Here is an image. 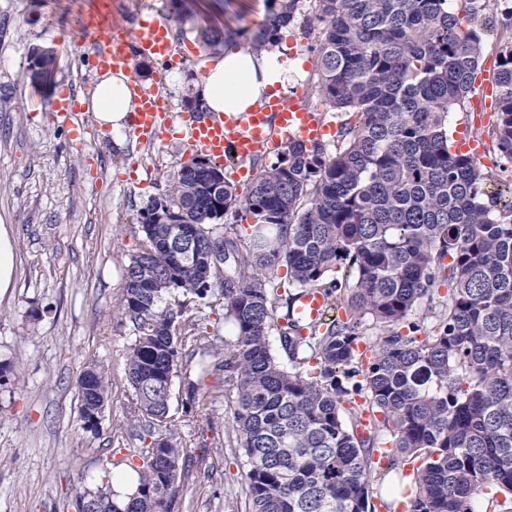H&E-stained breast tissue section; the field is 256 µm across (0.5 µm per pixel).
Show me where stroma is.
<instances>
[{
    "mask_svg": "<svg viewBox=\"0 0 512 512\" xmlns=\"http://www.w3.org/2000/svg\"><path fill=\"white\" fill-rule=\"evenodd\" d=\"M85 2L0 0V225L11 233L15 257L12 286L0 295V363L9 367L0 386V512H79L85 492L131 475L129 449L168 434L194 461L174 512H247L246 459L224 446L233 406L223 375L208 377L213 399L189 420L182 374L197 364L181 362L167 422L151 426L138 415L126 365L135 333L115 303L140 249V210L190 155L171 137L117 145L89 112L75 113L68 126L53 120L58 95L95 78L91 47L72 34ZM476 21L487 31L482 71L464 107L449 112L448 129L473 141L478 156H494L497 112L483 84L493 75L496 21L488 9ZM173 26L176 66L136 55L131 63L145 87L168 71L162 92L180 116L212 53L196 42L191 22ZM281 37L285 93L306 94L316 38L295 28ZM40 46L53 47L59 61L55 86L41 94L30 79L31 52ZM73 125L83 128L81 138L71 137ZM92 362L105 371L111 395L90 430L79 419L77 380Z\"/></svg>",
    "mask_w": 512,
    "mask_h": 512,
    "instance_id": "35a3bbf8",
    "label": "stroma"
}]
</instances>
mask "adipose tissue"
<instances>
[{
	"mask_svg": "<svg viewBox=\"0 0 512 512\" xmlns=\"http://www.w3.org/2000/svg\"><path fill=\"white\" fill-rule=\"evenodd\" d=\"M279 55L276 49L258 54L239 50L214 59L202 75L199 91L207 111L244 112L261 99L277 95L286 83ZM135 97L129 75L105 71L98 74L92 93L82 103L99 125L109 127L121 139L127 129L126 118L136 107Z\"/></svg>",
	"mask_w": 512,
	"mask_h": 512,
	"instance_id": "obj_1",
	"label": "adipose tissue"
}]
</instances>
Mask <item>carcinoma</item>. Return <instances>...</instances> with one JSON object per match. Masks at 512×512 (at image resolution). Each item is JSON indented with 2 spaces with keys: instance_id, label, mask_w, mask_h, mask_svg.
<instances>
[{
  "instance_id": "carcinoma-1",
  "label": "carcinoma",
  "mask_w": 512,
  "mask_h": 512,
  "mask_svg": "<svg viewBox=\"0 0 512 512\" xmlns=\"http://www.w3.org/2000/svg\"><path fill=\"white\" fill-rule=\"evenodd\" d=\"M266 2L254 31L195 9L203 47L259 51L296 22L318 31L311 96L345 119L330 144L291 141L276 162L254 161L240 194L223 165L199 154L140 211L143 247L118 302L136 331L127 366L139 411L166 421L182 351L198 349L185 414L209 401L204 379L224 373L228 447L249 465L248 512H390L401 498L406 512H475L486 489L493 512H512V199L488 192L492 174L451 151L448 135L484 33L448 0ZM497 59L492 135L512 159V13L500 22ZM57 67L53 50H37L32 81L51 85ZM229 215L252 219L249 231L222 224ZM173 224L186 238L169 235ZM182 249L190 261L175 260ZM279 266L288 270L281 294L269 287ZM441 283L448 294L435 307ZM216 290L224 338L201 335L187 316ZM311 290L337 315L297 312ZM422 300L430 323L412 318ZM367 323L377 336L362 352ZM273 331L286 363L271 351ZM216 340L224 352L208 362ZM78 387L89 429L110 383L90 364ZM132 456L141 460L135 489L121 503L109 484L86 494L94 512H174L184 449L159 437ZM409 457L423 466L374 503L375 476Z\"/></svg>"
}]
</instances>
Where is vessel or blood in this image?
I'll use <instances>...</instances> for the list:
<instances>
[{"mask_svg": "<svg viewBox=\"0 0 512 512\" xmlns=\"http://www.w3.org/2000/svg\"><path fill=\"white\" fill-rule=\"evenodd\" d=\"M77 33L93 49V67L102 70H129L134 52L144 58L165 59L172 51L171 21L161 10L132 23L93 13L81 21ZM128 123L139 143H153L172 129L186 150L219 160L232 153L248 161L283 150L294 140H324L332 132L321 113L306 110L297 98L282 95L232 116H186L177 122L164 96L146 88L139 89L137 107L129 114Z\"/></svg>", "mask_w": 512, "mask_h": 512, "instance_id": "vessel-or-blood-1", "label": "vessel or blood"}]
</instances>
